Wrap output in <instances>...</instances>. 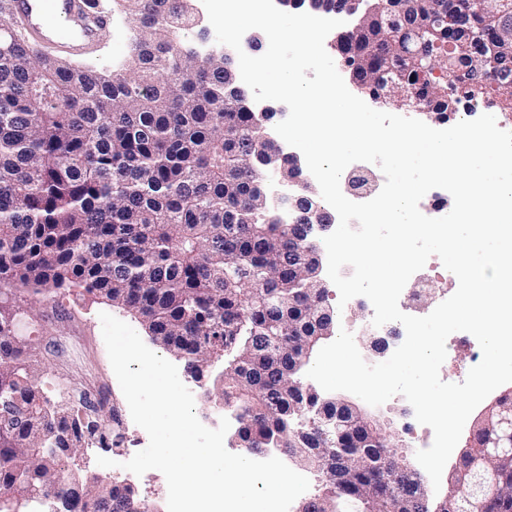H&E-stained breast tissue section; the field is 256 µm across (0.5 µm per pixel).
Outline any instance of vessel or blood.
I'll return each instance as SVG.
<instances>
[{
  "label": "vessel or blood",
  "instance_id": "1",
  "mask_svg": "<svg viewBox=\"0 0 512 512\" xmlns=\"http://www.w3.org/2000/svg\"><path fill=\"white\" fill-rule=\"evenodd\" d=\"M20 18L31 44H56L77 53L108 31L112 19L95 0H0Z\"/></svg>",
  "mask_w": 512,
  "mask_h": 512
}]
</instances>
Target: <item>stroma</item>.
<instances>
[{
  "label": "stroma",
  "mask_w": 512,
  "mask_h": 512,
  "mask_svg": "<svg viewBox=\"0 0 512 512\" xmlns=\"http://www.w3.org/2000/svg\"><path fill=\"white\" fill-rule=\"evenodd\" d=\"M129 26L124 16H116L111 31L81 57L84 65L105 72L122 62L128 52ZM24 312L17 334L28 342L37 384L44 395L58 399L60 390L69 394L89 393L91 398L106 396L115 408L119 420L114 430L119 444L112 449L86 448L83 458H66V474L78 477L91 472L131 483L140 497L165 512L167 482L157 470L135 475L120 468L119 463L130 460L137 449L147 447L149 438L144 429L131 417L126 399L112 369L102 336L101 313H108L143 332L140 320L126 310L79 288L62 289L47 296L18 294L14 300ZM447 356L440 368V377L448 383L463 382L468 371L482 359L475 337L466 332L451 334L446 341ZM410 404L402 396H394L373 412L383 420L388 431L398 432L406 461H414L416 441L410 430L415 420ZM113 460L110 468L99 466L97 456Z\"/></svg>",
  "instance_id": "1"
}]
</instances>
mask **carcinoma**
Segmentation results:
<instances>
[{
	"mask_svg": "<svg viewBox=\"0 0 512 512\" xmlns=\"http://www.w3.org/2000/svg\"><path fill=\"white\" fill-rule=\"evenodd\" d=\"M132 34L128 60L105 74L32 47L0 18V295L3 288L50 294L80 287L137 315L164 350L182 355L199 379L207 358L222 353L223 378L212 388L236 413L235 433L253 453L286 448L314 466L348 459L331 495L303 501L301 512H358V496L376 477L366 458L395 460L398 446L376 433L375 447L352 415L331 406L329 427L354 434L316 455L297 434L308 399L301 382L307 357L322 339L317 315L328 294L298 284L308 242L261 208L268 174L255 166L269 151L243 87L229 93L224 58L194 61L182 46L198 32L189 0H115ZM360 28L343 32L336 50L354 81L368 86L391 75L399 86L433 84L423 106L437 116L477 93L512 112V0L475 18L452 45L448 32L410 44L426 61L414 67L382 28L385 0H327ZM397 30L410 34L453 0H399ZM507 33L504 40L496 32ZM491 36L481 58L470 36ZM0 317V401L20 397L0 427V512L7 496L30 495L28 512H125L128 491L95 475L72 478L61 466L67 449L90 437L79 411L44 398L30 374L28 348ZM463 505L466 512H512V471ZM412 512H430L417 491L388 477Z\"/></svg>",
	"mask_w": 512,
	"mask_h": 512,
	"instance_id": "carcinoma-1",
	"label": "carcinoma"
}]
</instances>
